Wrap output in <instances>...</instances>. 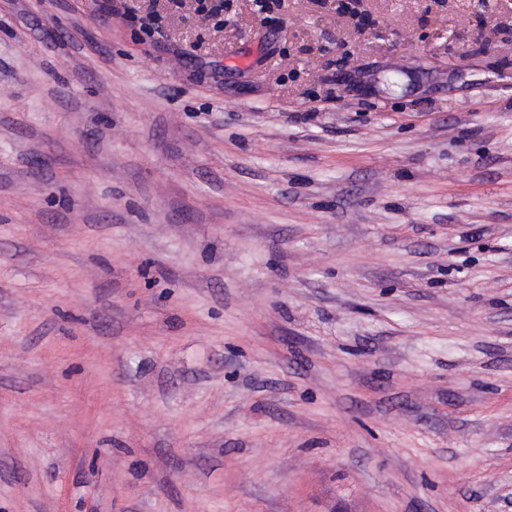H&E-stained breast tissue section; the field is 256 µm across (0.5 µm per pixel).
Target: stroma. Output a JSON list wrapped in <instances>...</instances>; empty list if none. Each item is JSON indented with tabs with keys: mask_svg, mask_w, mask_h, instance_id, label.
I'll return each mask as SVG.
<instances>
[{
	"mask_svg": "<svg viewBox=\"0 0 512 512\" xmlns=\"http://www.w3.org/2000/svg\"><path fill=\"white\" fill-rule=\"evenodd\" d=\"M195 7L0 0V512H512V16Z\"/></svg>",
	"mask_w": 512,
	"mask_h": 512,
	"instance_id": "35a3bbf8",
	"label": "stroma"
}]
</instances>
